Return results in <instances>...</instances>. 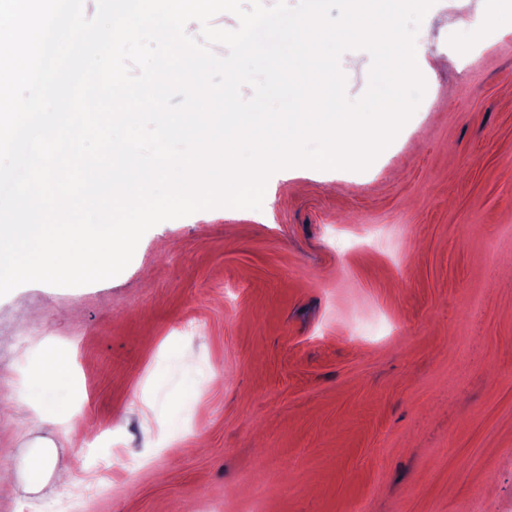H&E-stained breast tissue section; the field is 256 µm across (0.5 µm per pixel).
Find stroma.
<instances>
[{"mask_svg":"<svg viewBox=\"0 0 512 512\" xmlns=\"http://www.w3.org/2000/svg\"><path fill=\"white\" fill-rule=\"evenodd\" d=\"M451 35L366 169L277 170L261 209L158 224L114 278L0 297V448L51 436L71 475L1 482L0 512H81L101 431L133 468L91 512H512V37ZM340 67L361 98L369 52ZM67 369L66 359L61 355H51L47 360L46 369L31 377L30 384L33 387L49 389L59 375Z\"/></svg>","mask_w":512,"mask_h":512,"instance_id":"1","label":"stroma"}]
</instances>
